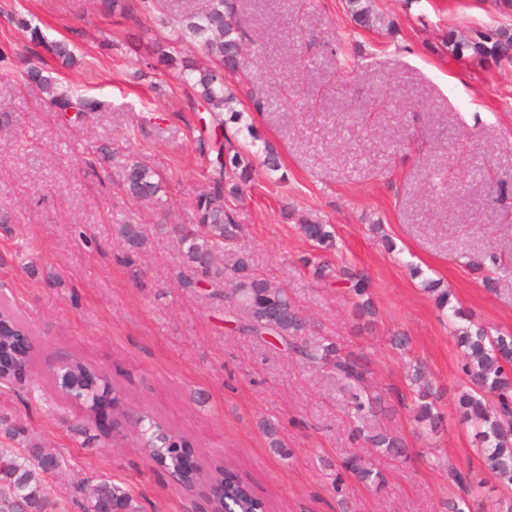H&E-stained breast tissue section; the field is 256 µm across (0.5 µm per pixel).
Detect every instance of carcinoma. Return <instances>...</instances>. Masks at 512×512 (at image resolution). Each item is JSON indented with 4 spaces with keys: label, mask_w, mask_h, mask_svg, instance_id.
<instances>
[{
    "label": "carcinoma",
    "mask_w": 512,
    "mask_h": 512,
    "mask_svg": "<svg viewBox=\"0 0 512 512\" xmlns=\"http://www.w3.org/2000/svg\"><path fill=\"white\" fill-rule=\"evenodd\" d=\"M236 5L237 0H205L202 8L167 19L177 41L200 45L219 68L201 67L189 58L178 60L163 47L157 48L158 55L166 61L173 65L181 63L178 76L191 92L189 109L203 107L213 116L214 125L222 128L226 127L227 120L243 117V112L236 108L237 98L224 85L226 72L238 79L247 76L243 56L245 34L236 21ZM344 9L360 28L369 29L379 21L370 0H345ZM21 25L28 32L30 42L56 57L61 67L76 64L67 42H49L38 26L25 20ZM448 50L458 59L473 57L490 67L503 63L512 65V28L476 30L467 39L457 38L450 30ZM26 80L37 85L59 112L74 109L91 113L100 106L94 98L74 96L49 69L31 66L26 71ZM199 144L207 148L210 168L208 187L193 199L199 229L188 231L180 225H157L159 233L174 236L182 247L181 287L191 289L202 282L208 283L211 299L245 315L242 330L257 336L269 331L306 362L327 369L346 391L353 418L364 421L367 414L381 406L380 395L373 391L365 356L345 350L334 336L309 334L307 321L287 290L260 277L251 260L233 250L240 226L235 210L225 205V199L237 198L243 193L244 186L253 179L252 163L243 160L241 151L227 136L201 137ZM251 147L263 156L264 166L277 170V152L269 143L258 149L253 142ZM119 184L127 195L137 200H154L161 192V176L139 161L120 166ZM300 230L320 250L329 251L335 246L334 232L318 219H301ZM118 233L132 250H139L149 242L146 229L139 224H122ZM216 252L229 256V260L222 265L214 263ZM315 274L320 278L335 276L347 284L359 317L371 321L377 315L364 273L345 267L334 271L327 264H319ZM425 289L437 293L438 308L446 312L448 322L453 325V337L461 349V371L470 383L469 389L458 398L462 418L479 436L478 452L489 471L507 489L496 501L495 512H512V334L494 333L475 322L459 324L463 314L451 305L450 291L437 288L432 280L426 282ZM23 333H29L27 322L9 300L0 298V353L5 358L0 371L5 373L12 369L10 356L14 341ZM408 380L415 387L412 399L415 417L428 424L430 431H435L440 422L438 395L421 367H414ZM102 383L104 379L94 367L75 358L66 363L59 380L60 385L79 395L91 394ZM138 435L146 456L163 462L169 472L180 471V451L191 447L189 440L167 431L147 416L141 418ZM359 439L385 455L407 457L403 439L392 432L366 434L364 427L357 426L353 440ZM62 462L60 456L40 448L9 451L0 448V512H54L57 503L51 500L43 481L58 471ZM349 475L378 486L384 481L382 473L357 454L351 455L343 467L336 470V488H341ZM204 478L211 484H224V512H266L265 503L245 483L234 480L229 467H224L222 480L199 471L188 481L196 484ZM452 478L459 494L448 501V512H473L475 506L482 505L483 482H474L460 471L454 472ZM77 493L82 499L83 512H144L142 503L126 486L107 478L88 482L80 486Z\"/></svg>",
    "instance_id": "obj_1"
}]
</instances>
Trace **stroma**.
<instances>
[{
    "label": "stroma",
    "instance_id": "1",
    "mask_svg": "<svg viewBox=\"0 0 512 512\" xmlns=\"http://www.w3.org/2000/svg\"><path fill=\"white\" fill-rule=\"evenodd\" d=\"M373 6L375 27L360 29L343 0H240L256 64L231 88L281 170L256 167L234 202L235 249L287 288L316 334L367 355L387 409L365 427L399 433L405 462L353 449L347 399L327 371L240 330L243 315L217 308L205 288H181L180 247L153 227L196 224L207 161L200 113L152 52L168 35L160 19L113 15L96 0H0V114L10 119L0 124V295L29 325L40 377L79 356L121 396L97 417L50 388L0 387V417L67 462L48 481L59 512H81L72 486L98 476L126 485L146 512H206L204 486H177L141 454L137 412L187 438L200 466L228 461L267 512H443L457 492L450 465L484 481L485 506L500 497L458 408L461 351L424 282L450 289L473 321L512 332V198L489 188L512 182V68L455 58L445 44L448 31L512 26V15L493 0ZM22 18L70 44L78 63L61 82L98 99L99 112L55 111L23 80L25 64L55 62ZM110 154L159 172L161 203L129 198ZM303 216L331 225L336 249H315ZM122 224L151 229L145 251L120 242ZM492 251L503 260L494 292L471 266ZM321 260L368 275L374 323L356 315L343 282L315 275ZM399 334L407 348L392 344ZM416 364L440 395L431 434L411 411ZM264 419L278 423L289 456L273 452ZM355 451L384 483L352 478L336 492L331 469Z\"/></svg>",
    "mask_w": 512,
    "mask_h": 512
}]
</instances>
